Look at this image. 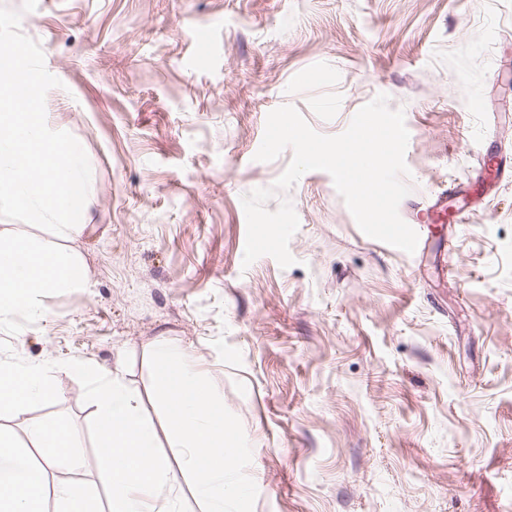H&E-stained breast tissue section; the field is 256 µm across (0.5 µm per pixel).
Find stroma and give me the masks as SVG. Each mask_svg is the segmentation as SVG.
I'll use <instances>...</instances> for the list:
<instances>
[{
	"instance_id": "stroma-1",
	"label": "stroma",
	"mask_w": 512,
	"mask_h": 512,
	"mask_svg": "<svg viewBox=\"0 0 512 512\" xmlns=\"http://www.w3.org/2000/svg\"><path fill=\"white\" fill-rule=\"evenodd\" d=\"M21 30L61 82L48 126L90 161L69 244L90 286L0 341L120 367L157 419L149 343L170 337L243 425L254 512H512V174L473 168L512 150V0H38ZM381 93L410 134L400 216L470 181L467 223L396 252L315 170L286 193L294 264L243 266L241 197L293 156L255 161L268 113L335 136ZM55 383L57 403L0 422L64 413L88 433L79 380Z\"/></svg>"
}]
</instances>
